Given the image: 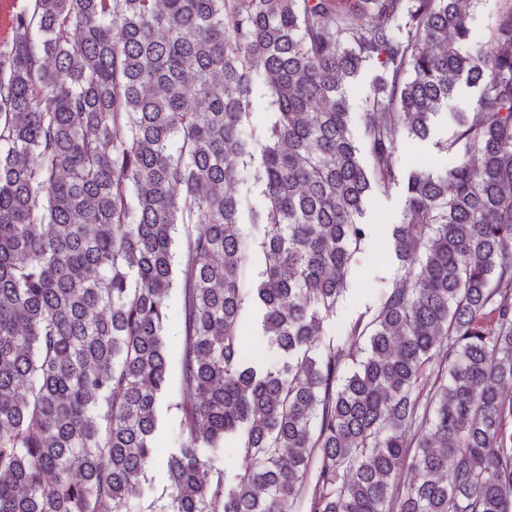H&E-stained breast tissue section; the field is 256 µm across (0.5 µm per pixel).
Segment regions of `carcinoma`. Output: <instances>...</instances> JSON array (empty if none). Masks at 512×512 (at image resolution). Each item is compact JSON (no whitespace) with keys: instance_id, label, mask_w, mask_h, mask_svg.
I'll return each instance as SVG.
<instances>
[{"instance_id":"cac0c4a2","label":"carcinoma","mask_w":512,"mask_h":512,"mask_svg":"<svg viewBox=\"0 0 512 512\" xmlns=\"http://www.w3.org/2000/svg\"><path fill=\"white\" fill-rule=\"evenodd\" d=\"M472 3L31 0L13 17L0 512H124L165 401L180 446L140 512H296L307 492L309 512H512V0L486 41ZM371 64L382 73L355 112L347 85ZM462 82L478 93L446 143L458 164L402 160L400 136L426 140ZM245 178L260 197L247 210ZM399 183V279L329 339L365 201ZM256 255L274 363L240 331ZM231 439L229 483L213 457ZM165 343L171 371L172 385L175 390L179 387L178 355L184 340L181 298L175 291L169 301V319L165 329Z\"/></svg>"}]
</instances>
